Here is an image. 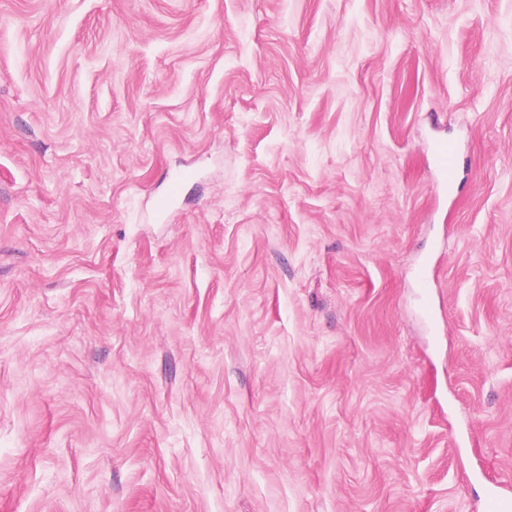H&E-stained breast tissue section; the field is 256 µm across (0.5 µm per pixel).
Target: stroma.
Instances as JSON below:
<instances>
[{"instance_id":"1","label":"stroma","mask_w":512,"mask_h":512,"mask_svg":"<svg viewBox=\"0 0 512 512\" xmlns=\"http://www.w3.org/2000/svg\"><path fill=\"white\" fill-rule=\"evenodd\" d=\"M493 488L512 0H0V512ZM431 151L440 183L453 188L458 176L455 143L447 138H438L432 143Z\"/></svg>"}]
</instances>
